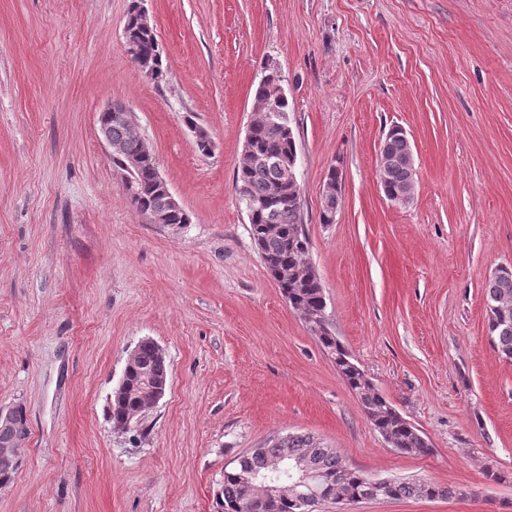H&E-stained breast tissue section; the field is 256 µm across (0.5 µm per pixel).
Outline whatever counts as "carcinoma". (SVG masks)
Here are the masks:
<instances>
[{"instance_id": "cac0c4a2", "label": "carcinoma", "mask_w": 512, "mask_h": 512, "mask_svg": "<svg viewBox=\"0 0 512 512\" xmlns=\"http://www.w3.org/2000/svg\"><path fill=\"white\" fill-rule=\"evenodd\" d=\"M124 31L134 52L133 62L145 61L149 76L159 84L166 79L162 55L152 25L144 24L129 8ZM281 73L271 68L255 90L257 117L251 123L235 171V189L245 203L250 233L265 269L278 284L291 309L297 312L330 354L336 369L359 399L373 427L403 454L427 455L431 444L420 431L394 410L375 388L340 340L333 334L321 279L309 262L310 239L304 224V201L290 180L288 162L297 157L289 118V101L281 92ZM112 163L122 174L130 204L158 224H187L189 216L177 208L155 171L139 162L144 142L133 130L131 116L112 119ZM409 140L391 128L383 142L382 189L387 199L406 204L408 188L414 186L413 163L407 158ZM341 204L336 169H331L323 191L320 222L333 224ZM487 331L494 349L512 362V267L498 268L485 286ZM166 378V364L155 344L142 342L127 374V395L112 413L115 429H125L132 417L150 405L143 378ZM305 463L314 475L311 489L318 493L306 506L298 505L291 479L284 478L275 500L265 497L262 481L278 467ZM462 494L453 486L421 481H378L348 468L336 449L308 434H289L237 455L224 469V512H318L320 505L359 503L364 500L403 498L452 499Z\"/></svg>"}]
</instances>
